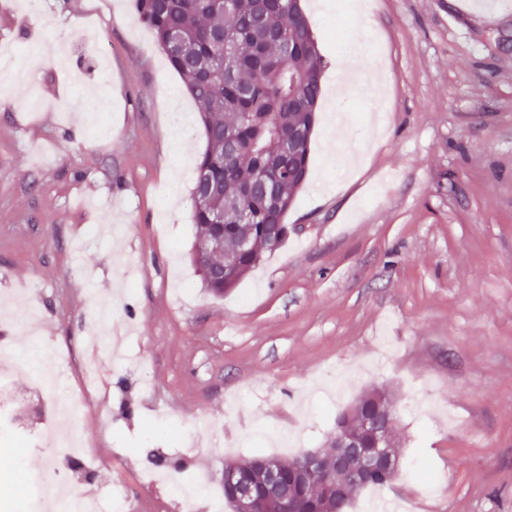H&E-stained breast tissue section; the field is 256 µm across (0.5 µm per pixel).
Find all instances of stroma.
Returning a JSON list of instances; mask_svg holds the SVG:
<instances>
[{
  "label": "stroma",
  "mask_w": 512,
  "mask_h": 512,
  "mask_svg": "<svg viewBox=\"0 0 512 512\" xmlns=\"http://www.w3.org/2000/svg\"><path fill=\"white\" fill-rule=\"evenodd\" d=\"M343 2L301 0L324 95L288 238L218 298L190 258L197 109L133 0H0V47L67 56L0 94V324L21 349L0 485L25 489L0 512H29L53 464L34 333L94 368L105 412L73 422L90 465L70 490L99 512H178L165 459L218 512L225 460L291 456L272 445L291 431L324 447L372 388L399 441L379 493L406 512H512V0ZM340 26L376 80L337 74Z\"/></svg>",
  "instance_id": "obj_1"
}]
</instances>
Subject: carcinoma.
Segmentation results:
<instances>
[{
  "mask_svg": "<svg viewBox=\"0 0 512 512\" xmlns=\"http://www.w3.org/2000/svg\"><path fill=\"white\" fill-rule=\"evenodd\" d=\"M140 21L153 33L171 67L184 79L198 104L204 149L199 153L192 187V219L197 236L191 258L202 282L216 295L235 288L263 256L280 249L288 225L276 227V216L259 195H248L254 182L280 154L288 130L302 128L306 141L296 154L301 177L281 182V217L292 207L309 169V152L316 110L323 93V59L306 15L288 10L268 12L260 0H136ZM285 30L294 44L276 40ZM234 138L238 151L224 155V138ZM250 218L241 220L243 210ZM251 249L242 248L243 242ZM367 420L383 426L395 423L390 397L379 389L364 393L351 410L336 418V429L356 430ZM228 460L256 488L259 510L281 512H336V500L327 485L346 486L347 497L362 489L385 487L392 470L371 473L353 484L346 471L331 462L325 474L303 483L288 468L283 482L266 483L257 462Z\"/></svg>",
  "mask_w": 512,
  "mask_h": 512,
  "instance_id": "cac0c4a2",
  "label": "carcinoma"
}]
</instances>
